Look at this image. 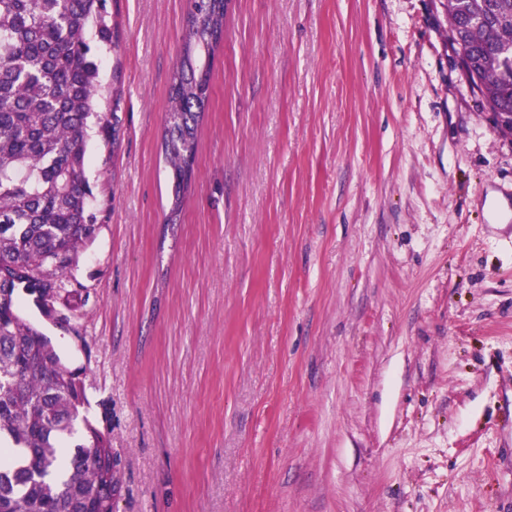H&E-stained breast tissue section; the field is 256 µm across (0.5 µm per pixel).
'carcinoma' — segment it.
<instances>
[{
    "instance_id": "obj_1",
    "label": "carcinoma",
    "mask_w": 512,
    "mask_h": 512,
    "mask_svg": "<svg viewBox=\"0 0 512 512\" xmlns=\"http://www.w3.org/2000/svg\"><path fill=\"white\" fill-rule=\"evenodd\" d=\"M447 39L482 105L512 136V0H441ZM117 46L106 0H0V262L17 288L42 295L90 241L86 146L100 83L88 37ZM224 0H189L169 89L162 149L172 172L166 223L177 224L194 173ZM18 306L0 309V512H113L120 490L111 446L90 424L73 441L83 388ZM67 465L60 466L61 455Z\"/></svg>"
}]
</instances>
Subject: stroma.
<instances>
[{
    "mask_svg": "<svg viewBox=\"0 0 512 512\" xmlns=\"http://www.w3.org/2000/svg\"><path fill=\"white\" fill-rule=\"evenodd\" d=\"M188 0H107L93 239L24 299L114 512H512V137L431 0H233L176 227Z\"/></svg>",
    "mask_w": 512,
    "mask_h": 512,
    "instance_id": "1",
    "label": "stroma"
}]
</instances>
